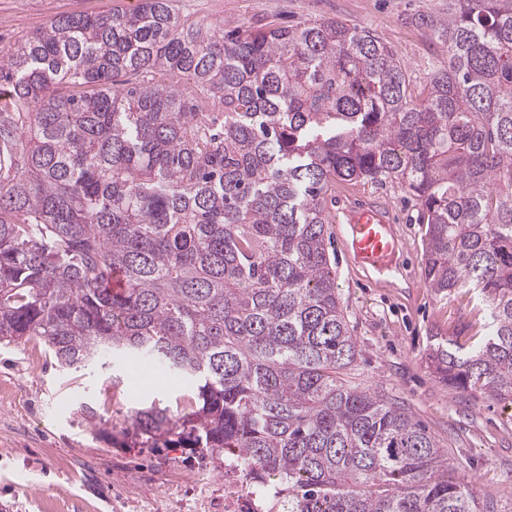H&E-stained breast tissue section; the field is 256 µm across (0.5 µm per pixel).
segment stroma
<instances>
[{
	"label": "stroma",
	"instance_id": "35a3bbf8",
	"mask_svg": "<svg viewBox=\"0 0 512 512\" xmlns=\"http://www.w3.org/2000/svg\"><path fill=\"white\" fill-rule=\"evenodd\" d=\"M450 0H180L183 14L225 27L339 17L393 46L414 81H427L448 60L421 17L446 20ZM138 0H0V50L72 13L131 10ZM381 200L399 241L386 267L364 270L347 256L343 233L329 226V254L349 329L361 350L346 372L405 408L448 457V479L467 483L479 502L512 512V402L441 382L429 356L439 341L470 347L488 315L474 292L438 293L424 276L425 227L415 200L395 183L334 192L326 208ZM190 385L166 372L126 374L122 361L61 370L44 341L0 344V512H195L196 482L224 496V462L198 448H118L84 420L92 406L122 424L132 399L176 408Z\"/></svg>",
	"mask_w": 512,
	"mask_h": 512
}]
</instances>
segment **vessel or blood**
Returning a JSON list of instances; mask_svg holds the SVG:
<instances>
[{"mask_svg":"<svg viewBox=\"0 0 512 512\" xmlns=\"http://www.w3.org/2000/svg\"><path fill=\"white\" fill-rule=\"evenodd\" d=\"M342 221L349 226L347 247L356 263L372 264L395 251L397 239L389 230L384 206L371 202L351 206L344 210Z\"/></svg>","mask_w":512,"mask_h":512,"instance_id":"vessel-or-blood-1","label":"vessel or blood"}]
</instances>
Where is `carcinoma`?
Masks as SVG:
<instances>
[{
    "instance_id": "1",
    "label": "carcinoma",
    "mask_w": 512,
    "mask_h": 512,
    "mask_svg": "<svg viewBox=\"0 0 512 512\" xmlns=\"http://www.w3.org/2000/svg\"><path fill=\"white\" fill-rule=\"evenodd\" d=\"M452 5L422 86L343 19L226 31L173 0L1 50L0 344L187 379L179 415L99 433L232 452L288 512H484L420 423L342 378L359 350L323 206L386 180L417 201L428 287L490 317L469 350H433L439 379L511 402L512 0Z\"/></svg>"
}]
</instances>
